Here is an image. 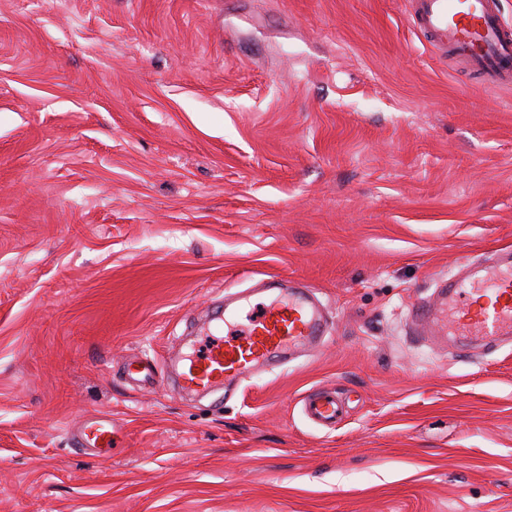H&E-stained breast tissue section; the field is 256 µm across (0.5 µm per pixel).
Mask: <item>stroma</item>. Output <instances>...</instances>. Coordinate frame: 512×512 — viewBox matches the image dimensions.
<instances>
[{
  "mask_svg": "<svg viewBox=\"0 0 512 512\" xmlns=\"http://www.w3.org/2000/svg\"><path fill=\"white\" fill-rule=\"evenodd\" d=\"M496 248L512 88L403 0H0V512H512V342L407 333ZM270 278L323 342L179 394L208 307ZM97 417L107 459L72 442ZM304 410L309 419L325 428H333L342 415L341 404L327 392L309 395L305 399Z\"/></svg>",
  "mask_w": 512,
  "mask_h": 512,
  "instance_id": "1",
  "label": "stroma"
}]
</instances>
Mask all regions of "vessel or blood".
Returning a JSON list of instances; mask_svg holds the SVG:
<instances>
[{"label":"vessel or blood","instance_id":"obj_1","mask_svg":"<svg viewBox=\"0 0 512 512\" xmlns=\"http://www.w3.org/2000/svg\"><path fill=\"white\" fill-rule=\"evenodd\" d=\"M415 26L433 39L444 55L476 74L483 86L512 85V30L505 25L499 0H407ZM414 331L431 328L449 336L474 337L487 343L512 335V252L496 251L474 272L456 273L433 299L410 308ZM328 322L301 292L289 290L245 316L234 336L213 337L182 366L185 389H218L238 384L259 368L287 365L292 352L325 336ZM309 419L334 427L342 406L327 392L309 395ZM82 445L108 455L112 422L99 418L77 433Z\"/></svg>","mask_w":512,"mask_h":512}]
</instances>
